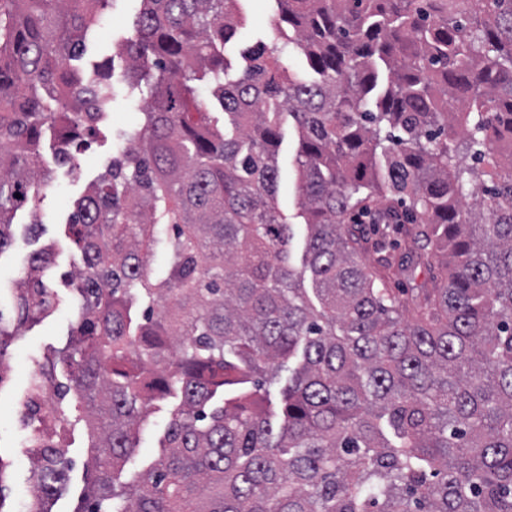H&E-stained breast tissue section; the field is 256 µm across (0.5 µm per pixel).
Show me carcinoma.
<instances>
[{
  "label": "carcinoma",
  "mask_w": 512,
  "mask_h": 512,
  "mask_svg": "<svg viewBox=\"0 0 512 512\" xmlns=\"http://www.w3.org/2000/svg\"><path fill=\"white\" fill-rule=\"evenodd\" d=\"M111 2L0 0V252L18 213L42 224L45 137L68 162L118 83L146 91L65 225L79 322L71 384L55 356L30 381L31 512L66 479L69 395L99 471L87 512H512V0H275L307 79L258 41L228 82L240 0H139L119 74L79 75ZM390 230L399 256L368 264ZM51 262L29 256L17 324L53 310ZM417 267L411 303L390 284ZM168 396L162 456L110 490ZM283 140L279 149L278 165L280 168V187L278 193L279 207L290 223H293L292 214L296 212V197L291 173L295 156L296 131L288 119L282 127ZM289 171V172H288Z\"/></svg>",
  "instance_id": "1"
}]
</instances>
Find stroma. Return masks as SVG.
Masks as SVG:
<instances>
[{"instance_id":"stroma-1","label":"stroma","mask_w":512,"mask_h":512,"mask_svg":"<svg viewBox=\"0 0 512 512\" xmlns=\"http://www.w3.org/2000/svg\"><path fill=\"white\" fill-rule=\"evenodd\" d=\"M140 8L138 0H113L98 25L85 39V51L78 62L84 70L111 58L115 42L133 29L135 16ZM240 12L244 18L241 41L225 49L231 66H238L242 45L265 40L274 33V19L278 13L275 0H241ZM143 97L118 91L112 110L103 128V137L91 140L88 148L77 152L80 178H73L67 168L56 162L51 152H44L43 162L53 172V181L43 192L41 215L43 225L38 233H30L27 224L13 225L12 244L0 253V307L8 308L14 299L19 283L18 272L24 269L31 252L52 250L53 265L46 271L45 279L58 296L52 313L42 322L24 325L18 330L4 359L9 366L8 379L0 385V505L12 512L18 494L27 492L34 483L33 451L28 446L26 421L21 417L23 401L27 395L29 379L19 362L25 359H43L63 349L71 339V330L78 319L75 293L67 282L73 268L74 252L69 240L62 234L61 226L73 210V202L84 192L90 180L103 172L112 155L110 136L116 129L136 130L143 117ZM283 140L279 149L280 168L279 207L284 215L296 211V197L291 177L295 156L296 131L293 125H283ZM170 413L169 400L155 404L140 432L139 450L126 463L120 474L128 482L146 469L160 454L159 441L163 437ZM69 434L65 456L69 462V477L64 487L49 502L51 512H83L84 496L94 484L96 474L87 468L91 437L76 408H69Z\"/></svg>"}]
</instances>
